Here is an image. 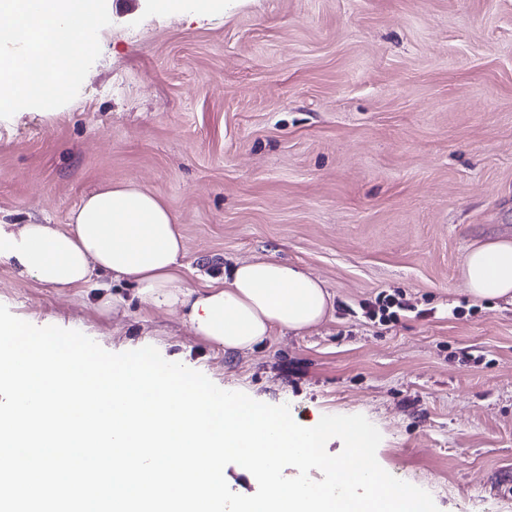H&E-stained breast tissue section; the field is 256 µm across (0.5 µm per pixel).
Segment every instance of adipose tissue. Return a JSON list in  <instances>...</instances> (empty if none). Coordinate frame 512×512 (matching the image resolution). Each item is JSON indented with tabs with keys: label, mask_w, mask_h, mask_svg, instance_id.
Wrapping results in <instances>:
<instances>
[{
	"label": "adipose tissue",
	"mask_w": 512,
	"mask_h": 512,
	"mask_svg": "<svg viewBox=\"0 0 512 512\" xmlns=\"http://www.w3.org/2000/svg\"><path fill=\"white\" fill-rule=\"evenodd\" d=\"M182 255L171 211L132 183L109 185L84 198L67 229L0 227V259L20 275L55 288L95 283L105 304L113 284L135 285L143 304L181 310L196 336L228 352L251 350L277 329H308L328 312L321 281L296 266L271 259L241 262L229 275L192 288L180 273ZM460 271L471 299L512 298V242L469 247Z\"/></svg>",
	"instance_id": "adipose-tissue-1"
}]
</instances>
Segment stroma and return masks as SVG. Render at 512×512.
Instances as JSON below:
<instances>
[{
  "mask_svg": "<svg viewBox=\"0 0 512 512\" xmlns=\"http://www.w3.org/2000/svg\"><path fill=\"white\" fill-rule=\"evenodd\" d=\"M65 106L0 118V224H56L132 182L160 198L204 287L273 259L333 310L245 353L128 299L0 262V304L104 350L147 345L300 425L364 415L376 457L439 512H512V300L467 297L472 244L512 238V0H106ZM401 303L368 314L379 293Z\"/></svg>",
  "mask_w": 512,
  "mask_h": 512,
  "instance_id": "obj_1",
  "label": "stroma"
}]
</instances>
